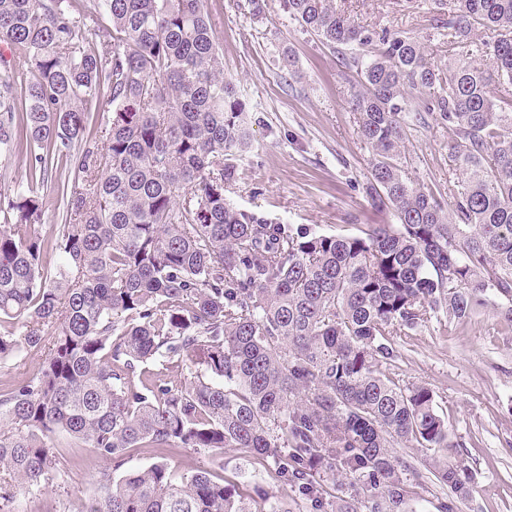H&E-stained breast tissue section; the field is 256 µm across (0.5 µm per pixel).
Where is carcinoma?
<instances>
[{"label":"carcinoma","mask_w":512,"mask_h":512,"mask_svg":"<svg viewBox=\"0 0 512 512\" xmlns=\"http://www.w3.org/2000/svg\"><path fill=\"white\" fill-rule=\"evenodd\" d=\"M280 4L352 75L367 193L397 223L325 235L227 202L252 133L204 0H0V44L24 63L0 76V155L32 157L26 181L0 188V360L48 349L33 380L0 383V504L83 463L58 456V433L109 465L85 512H294L168 463L224 448L272 460L314 512H419L399 448L424 452L450 491L438 512L471 495L434 391L387 366L397 338L441 313L469 319L490 293L512 322V0L448 3L460 55L444 69L334 0ZM413 95L414 119L453 140L448 202L408 176ZM93 104L108 112L96 129ZM64 157L77 185L56 180L64 223L42 235ZM195 353L184 383L138 371ZM131 448L156 461L121 471ZM347 484L358 501L339 495Z\"/></svg>","instance_id":"1"}]
</instances>
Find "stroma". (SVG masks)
<instances>
[{"instance_id": "obj_1", "label": "stroma", "mask_w": 512, "mask_h": 512, "mask_svg": "<svg viewBox=\"0 0 512 512\" xmlns=\"http://www.w3.org/2000/svg\"><path fill=\"white\" fill-rule=\"evenodd\" d=\"M245 0H206L215 20L224 75L249 105L253 141L226 193L234 206L284 224H308L327 235H357L373 224H392V209L371 204L365 193L372 152L358 133L349 85L336 54L300 30L272 0L265 19H253ZM357 23L418 37L432 62L446 65L452 52L436 24L448 13L443 0H335ZM294 68H286L284 53ZM409 175L439 193L448 191L450 137L435 119L408 122ZM503 300L491 296L466 321L432 320L399 342L393 371L427 384L437 395L462 453L477 479L459 512H512V322ZM224 463V478L254 474L257 484L285 500L295 497L278 481L272 461L233 448L212 455L184 453L171 460L178 473ZM104 464L54 475L39 490L18 494L9 512H82L97 493Z\"/></svg>"}]
</instances>
